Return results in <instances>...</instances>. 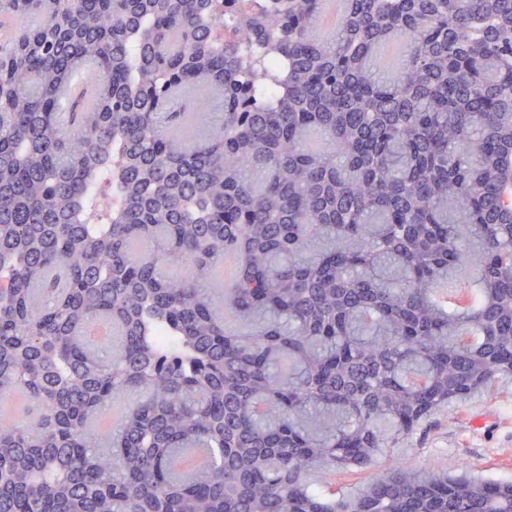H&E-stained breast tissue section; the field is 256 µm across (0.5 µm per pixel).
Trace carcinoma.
Wrapping results in <instances>:
<instances>
[{
  "label": "carcinoma",
  "instance_id": "cac0c4a2",
  "mask_svg": "<svg viewBox=\"0 0 512 512\" xmlns=\"http://www.w3.org/2000/svg\"><path fill=\"white\" fill-rule=\"evenodd\" d=\"M322 7L72 0L30 53L45 0H0L32 20L0 38V512H512L430 468L308 482L512 364V0ZM183 87L224 99L195 140Z\"/></svg>",
  "mask_w": 512,
  "mask_h": 512
}]
</instances>
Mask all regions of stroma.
<instances>
[{
  "label": "stroma",
  "mask_w": 512,
  "mask_h": 512,
  "mask_svg": "<svg viewBox=\"0 0 512 512\" xmlns=\"http://www.w3.org/2000/svg\"><path fill=\"white\" fill-rule=\"evenodd\" d=\"M393 464L408 471L428 467L512 481V372L499 374L469 399L449 401L394 447L383 449L370 466L339 469L325 483L315 475L311 482L328 493L353 495Z\"/></svg>",
  "instance_id": "35a3bbf8"
}]
</instances>
